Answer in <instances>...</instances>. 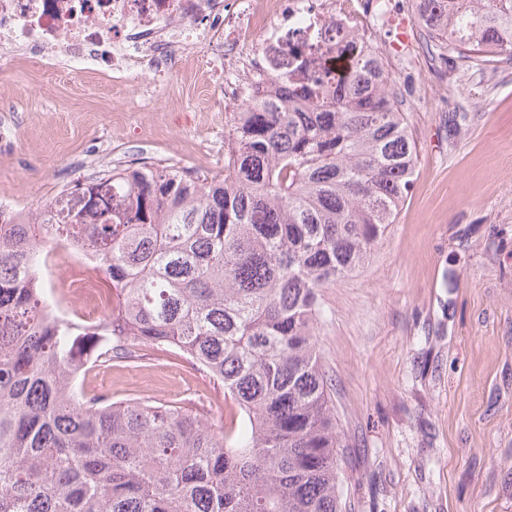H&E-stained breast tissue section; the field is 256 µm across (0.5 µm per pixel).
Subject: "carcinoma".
Segmentation results:
<instances>
[{
    "mask_svg": "<svg viewBox=\"0 0 512 512\" xmlns=\"http://www.w3.org/2000/svg\"><path fill=\"white\" fill-rule=\"evenodd\" d=\"M436 52L512 57V0H414ZM284 77L232 113L224 174L141 162L0 214V512H346L314 338L322 288L362 267L407 198L418 146L381 56ZM94 254L101 321L43 300L48 238ZM176 347L224 383L217 431L177 404L86 397L91 367Z\"/></svg>",
    "mask_w": 512,
    "mask_h": 512,
    "instance_id": "obj_1",
    "label": "carcinoma"
}]
</instances>
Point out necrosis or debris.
I'll list each match as a JSON object with an SVG mask.
<instances>
[{"mask_svg":"<svg viewBox=\"0 0 512 512\" xmlns=\"http://www.w3.org/2000/svg\"><path fill=\"white\" fill-rule=\"evenodd\" d=\"M396 12L395 0H0V74L11 70L13 51L24 50L41 67L61 56L116 82L144 74L162 92L195 56L215 74L218 98L239 108L268 101L271 83L292 70L297 52L310 59L306 77H321L336 60L337 30H375ZM61 255L88 270L94 264L64 238L44 252V301L66 318L73 313L56 285L89 300L94 294L90 279H62ZM73 315L94 318L86 307Z\"/></svg>","mask_w":512,"mask_h":512,"instance_id":"necrosis-or-debris-1","label":"necrosis or debris"}]
</instances>
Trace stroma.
I'll use <instances>...</instances> for the list:
<instances>
[{"label": "stroma", "instance_id": "35a3bbf8", "mask_svg": "<svg viewBox=\"0 0 512 512\" xmlns=\"http://www.w3.org/2000/svg\"><path fill=\"white\" fill-rule=\"evenodd\" d=\"M379 29L418 141L413 185L366 264L324 288L314 329L349 443L351 512H512V60L423 52L412 0ZM144 84L17 61L0 139V198L28 211L141 158L224 170L228 112L192 61L147 109ZM456 126H449V113ZM88 395L181 403L222 424L224 385L166 348L94 367Z\"/></svg>", "mask_w": 512, "mask_h": 512}]
</instances>
